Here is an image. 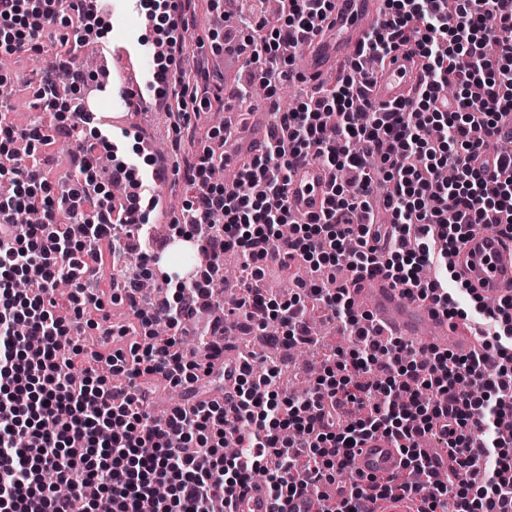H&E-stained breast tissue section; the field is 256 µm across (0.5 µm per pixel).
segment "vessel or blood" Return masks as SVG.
Returning a JSON list of instances; mask_svg holds the SVG:
<instances>
[{"instance_id":"1","label":"vessel or blood","mask_w":512,"mask_h":512,"mask_svg":"<svg viewBox=\"0 0 512 512\" xmlns=\"http://www.w3.org/2000/svg\"><path fill=\"white\" fill-rule=\"evenodd\" d=\"M333 2L334 26L307 38L301 45L305 71L311 77L326 72L337 60L354 57L377 19L375 0ZM108 11L116 36L111 51L112 77L101 84L96 99L85 97L79 101L77 121L97 129L107 127L119 135L128 127L130 112L161 110L164 97L160 89L164 77L153 66L150 56L143 54L139 38L127 26L129 19L141 17V0H111ZM421 73L415 48H406L377 69L370 97L387 104L401 101L418 84ZM103 100L109 101L111 112L100 111L99 103ZM269 126L268 113H254L245 136L225 143V169L237 170L244 161L260 154L267 143ZM332 183L331 169L317 163L299 165L288 186V201L295 216L305 218L321 213ZM448 261L484 301L495 302L512 295V240L497 232L478 233L457 253L451 254ZM347 289L355 309L369 315L383 335L397 336L424 348H449L459 356L475 350V343L466 331L381 276L352 274ZM206 364L212 373L224 377L220 400H233L241 355L228 348L220 356L207 359ZM352 468L359 475L387 477L402 470L403 457L391 438L377 435L358 445ZM348 493V483L339 479L291 497L284 510L330 512ZM419 506V498L394 493L380 501L379 512H418ZM226 510L270 512V501L264 487L250 484L235 493Z\"/></svg>"}]
</instances>
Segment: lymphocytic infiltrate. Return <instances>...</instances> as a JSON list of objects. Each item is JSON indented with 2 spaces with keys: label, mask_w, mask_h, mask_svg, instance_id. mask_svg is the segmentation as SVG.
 Segmentation results:
<instances>
[{
  "label": "lymphocytic infiltrate",
  "mask_w": 512,
  "mask_h": 512,
  "mask_svg": "<svg viewBox=\"0 0 512 512\" xmlns=\"http://www.w3.org/2000/svg\"><path fill=\"white\" fill-rule=\"evenodd\" d=\"M331 0H285L282 16L242 15L248 34L238 44L253 82L273 90L293 76L303 37L329 20ZM74 43L99 31L83 0H0V55L37 51L57 26ZM415 45L424 79L394 105L367 97V58L385 60ZM36 104L59 112L60 130L76 150L64 178L36 165L0 167L13 192L0 197V512H222L237 488L261 480L274 504L308 485L335 481L353 445L383 432L404 457L401 473L354 481L338 512H370L387 494L420 497V512H512V431L500 419L512 402V297L496 306L459 297L473 291L448 264L472 232L498 216L512 236V0H383L381 23L369 33L349 73L317 85L297 107L277 115L266 152L245 164L237 187L213 185L224 157L204 148L188 182L204 186L182 214L179 234L194 239L209 274L237 253L243 270L260 277L269 253L281 267L302 259L308 280L287 297L245 288L237 305L258 330L275 325L271 345L310 342L307 302L319 303L349 332L355 352L335 363L338 378H317L301 398L280 399L276 370L240 369L231 406L197 401L154 417L147 399L155 378L185 391L204 379L203 361L177 351L176 330L211 289L163 275L161 299L145 301L140 274L126 277L122 301L135 321L121 335H172L85 355L62 345L75 317L103 308L107 271L126 250L154 264L157 230L141 204L153 190L134 177L128 157L111 152L99 133L85 135L68 99L55 91L71 73L72 91L87 75L66 54L41 69ZM109 156L111 182L129 185L123 206L97 181V160ZM315 162L339 180L322 214L296 221L288 205L291 171ZM453 170L452 181L437 177ZM40 213L20 224L18 212ZM382 275L403 292L471 325L482 348L465 357L421 352L399 338H381L359 314L344 286L324 281L338 270ZM434 438L455 465L421 452Z\"/></svg>",
  "instance_id": "f902f5d3"
}]
</instances>
